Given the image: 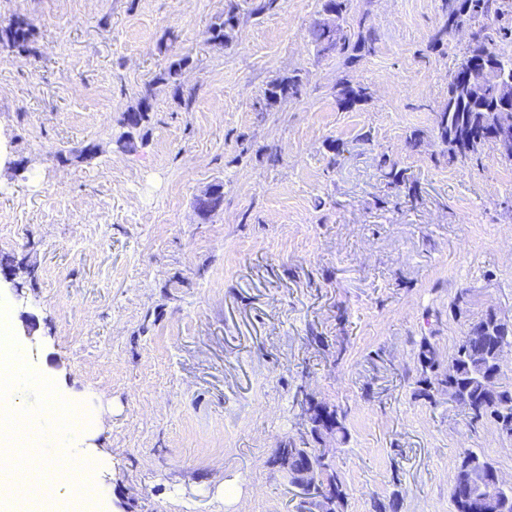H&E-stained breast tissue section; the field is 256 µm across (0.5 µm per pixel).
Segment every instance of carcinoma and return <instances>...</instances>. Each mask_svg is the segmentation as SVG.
Segmentation results:
<instances>
[{
  "instance_id": "1",
  "label": "carcinoma",
  "mask_w": 512,
  "mask_h": 512,
  "mask_svg": "<svg viewBox=\"0 0 512 512\" xmlns=\"http://www.w3.org/2000/svg\"><path fill=\"white\" fill-rule=\"evenodd\" d=\"M497 0H448V19L443 28L444 33L457 31L458 28L471 24L478 17L490 19L497 13L495 7ZM238 19L237 13L228 11V16L219 19L212 26L213 40L218 44L226 45L233 38L236 24L232 20ZM314 43L325 47L330 43L339 46V50H345V44L336 38V34L317 24L311 32ZM30 37V24L26 21L14 20L0 24V49L23 50ZM512 42V30L494 28L488 24L480 27L473 34V39L467 53L463 56L454 71L458 77L464 73V68L470 64H479L495 54L497 67L491 76V91L495 92L502 85L512 89V56L505 57L498 53L496 46L499 42ZM189 58L183 57L173 61L166 70L155 76L153 84L165 85L170 82L182 66L188 64ZM286 86L294 90L295 97L302 93V79L298 75L288 76L277 80L270 85L266 95L271 100L277 94V89ZM484 104L471 102L464 98L448 101L439 112L436 113L435 125L439 142L444 146V154L448 156L450 163H466L479 159L482 148L489 139L490 129L482 125V108ZM382 164L388 169L386 177L389 184L396 188L406 184L404 171L398 168L397 162L385 157ZM496 312L487 311L476 322L468 325V328L481 330V336L470 338L462 336L452 355L448 358L447 367H442L440 356L434 346L427 340L420 344L418 362L421 367V375L417 380V395L434 402L436 400L437 382L445 379L448 386L453 389L457 402L463 404L470 417V425L476 426L485 422L498 424L502 418L512 419V391L504 389L498 398L492 399L485 395L482 379L488 377L491 370L490 361L498 344L492 328ZM304 402L313 411L312 424L308 432L291 437L284 442L283 447L275 450L272 464H277L283 456H288V465L296 474V479H301L305 471L317 467L322 472V485L324 491L322 497L334 498L338 501V512H345L348 494L346 487L335 469L334 463L323 459L318 455L316 445L320 433L327 428L338 441L346 439L347 431L344 425L345 414L338 407L324 401H317L312 396H305ZM470 464L488 466L490 461L478 452L467 449L458 461L453 484L450 488V498L455 507V512H512V499L508 501L506 509L488 507L482 504L475 495L467 492L461 485L464 468Z\"/></svg>"
}]
</instances>
